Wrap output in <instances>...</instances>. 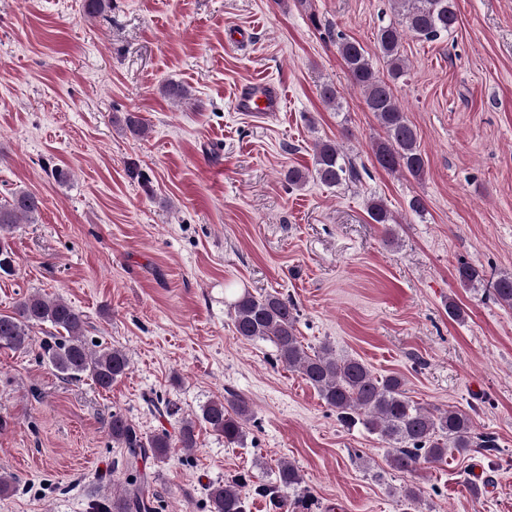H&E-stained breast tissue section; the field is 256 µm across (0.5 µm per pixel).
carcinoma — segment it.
<instances>
[{
  "mask_svg": "<svg viewBox=\"0 0 512 512\" xmlns=\"http://www.w3.org/2000/svg\"><path fill=\"white\" fill-rule=\"evenodd\" d=\"M399 17L379 27L375 48L386 60L387 75L376 71L368 50L358 41L339 38L336 46L353 86L372 112L384 132V138L373 146L377 164L394 173L416 180L425 171V157L420 148L416 127L407 119L395 95L394 86L406 77L409 65L401 53L404 36L433 42L450 35L457 24L454 0H391ZM82 9L93 18L112 10V0H83ZM122 128L143 137L147 132L141 119L128 113ZM314 170L308 175L290 168L284 179L290 186H302L311 177L331 189L343 183L356 182L361 173L334 141L315 144ZM40 212V201L25 191L13 193L0 202V277L16 272V253L9 241L15 225L25 219L32 223ZM368 215L376 224H390L391 211L381 201L368 205ZM457 277L464 287L484 281L479 268L461 262ZM489 292L501 305L512 307V275H502L489 282ZM229 314L235 335L247 341L268 340L276 348L279 361L296 371L319 394L324 403L336 411L347 425L361 423L392 448L390 466L402 473H412L421 462H437L454 449L460 454L473 449L497 447L489 435L474 432L470 416L460 410H430L406 396L404 383L396 376L378 377L361 360L338 356L324 345L321 350L308 352L297 335L299 310L292 301L279 293L254 295L248 290L238 293L229 303ZM50 326L53 332L35 340L32 331L37 326ZM88 321L82 311L69 302L30 294L17 302L10 312H0V347L25 351L38 345L39 359L49 364L62 379L81 382L89 377L100 388L109 390L112 384L127 375L130 358L125 350L115 346L89 344L85 339ZM252 411L242 398L216 399L201 409L198 419L183 418L176 439L166 434L147 438L119 412L112 413L108 424L109 436L117 447L125 450L126 466L134 467L149 458L163 459L171 448L197 447L196 422L208 426L224 437L227 445H241L247 436ZM279 487H251L257 495L269 498L273 512H289L288 490L301 484L298 469L289 462L278 467ZM248 487L246 478L238 476L209 487L210 512H247ZM157 498L147 476L128 484L123 493L95 505L96 512H155Z\"/></svg>",
  "mask_w": 512,
  "mask_h": 512,
  "instance_id": "obj_1",
  "label": "carcinoma"
}]
</instances>
